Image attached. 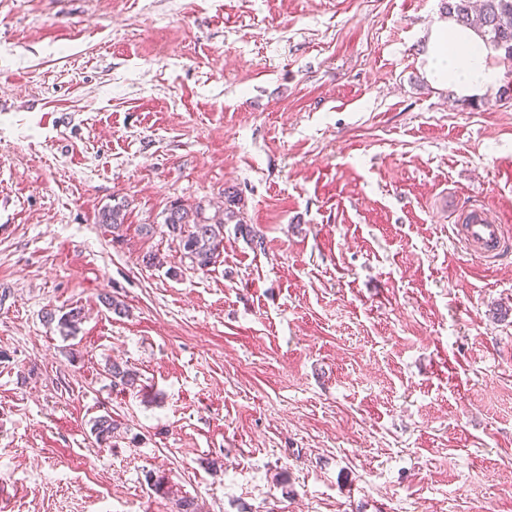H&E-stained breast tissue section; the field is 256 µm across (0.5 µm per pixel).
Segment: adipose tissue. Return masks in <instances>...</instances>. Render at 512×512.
Segmentation results:
<instances>
[{
    "instance_id": "adipose-tissue-1",
    "label": "adipose tissue",
    "mask_w": 512,
    "mask_h": 512,
    "mask_svg": "<svg viewBox=\"0 0 512 512\" xmlns=\"http://www.w3.org/2000/svg\"><path fill=\"white\" fill-rule=\"evenodd\" d=\"M488 57L489 50L474 29L447 19L430 31L424 69L432 83L471 98L500 83V72L490 65Z\"/></svg>"
}]
</instances>
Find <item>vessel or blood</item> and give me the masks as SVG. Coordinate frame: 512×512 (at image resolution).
<instances>
[{"instance_id": "1", "label": "vessel or blood", "mask_w": 512, "mask_h": 512, "mask_svg": "<svg viewBox=\"0 0 512 512\" xmlns=\"http://www.w3.org/2000/svg\"><path fill=\"white\" fill-rule=\"evenodd\" d=\"M457 243L469 253L492 260L503 248L506 239L512 238V230L499 224L485 206H475L455 225Z\"/></svg>"}]
</instances>
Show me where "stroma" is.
<instances>
[{"mask_svg": "<svg viewBox=\"0 0 512 512\" xmlns=\"http://www.w3.org/2000/svg\"><path fill=\"white\" fill-rule=\"evenodd\" d=\"M443 7L0 0V512H512V251L450 229L512 225V99L427 80ZM228 188L203 273L164 216ZM461 223L454 224L457 243L486 261L495 259L501 253L505 240L510 238V230L505 224H499L484 205L475 206ZM107 375L112 378L114 387H120L121 390L135 387L139 381V374L136 370L129 367L126 363L112 362L107 367ZM122 423L112 417L111 414L106 413L100 415L92 421L91 433L94 434L97 443L100 447L112 448L115 447L114 439L121 436Z\"/></svg>", "mask_w": 512, "mask_h": 512, "instance_id": "1", "label": "stroma"}]
</instances>
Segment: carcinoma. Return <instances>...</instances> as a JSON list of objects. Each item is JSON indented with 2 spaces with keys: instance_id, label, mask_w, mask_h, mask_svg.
<instances>
[{
  "instance_id": "obj_1",
  "label": "carcinoma",
  "mask_w": 512,
  "mask_h": 512,
  "mask_svg": "<svg viewBox=\"0 0 512 512\" xmlns=\"http://www.w3.org/2000/svg\"><path fill=\"white\" fill-rule=\"evenodd\" d=\"M445 13L457 24L467 27L478 23L477 32L485 45L503 55V59L512 61V0H481L478 15H473L472 0H446ZM227 207L216 209L213 214H206V209L200 205L188 207L174 202L167 209L164 217V227L169 237L178 242L183 256L191 261L193 267L201 272L211 271L224 250V225L229 222L239 224L240 232L251 237L255 246H263V238L256 235L251 227L240 218V212L232 206L241 202L235 192H226ZM101 223L112 228V239L122 237L124 215L121 205L116 204L103 210ZM46 317L57 321L63 336L75 334L82 320V311L72 308L60 317L49 312ZM107 375L112 378V384L121 389L135 387L139 374L126 364L112 362L107 367ZM91 433L94 434L99 446L112 448L114 439L121 436V422L106 413L92 421Z\"/></svg>"
}]
</instances>
